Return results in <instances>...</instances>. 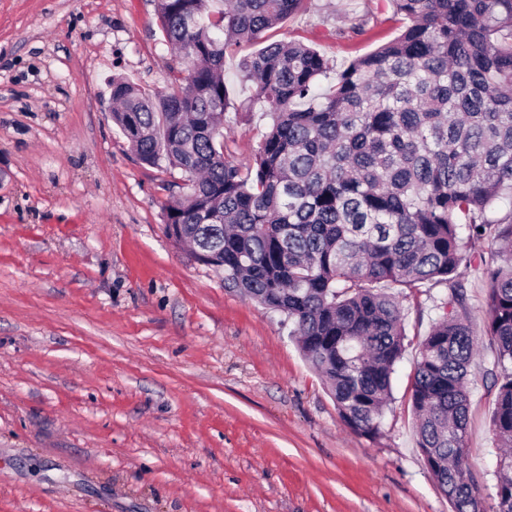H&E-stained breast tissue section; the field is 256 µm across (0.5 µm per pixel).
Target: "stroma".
<instances>
[{
	"label": "stroma",
	"mask_w": 512,
	"mask_h": 512,
	"mask_svg": "<svg viewBox=\"0 0 512 512\" xmlns=\"http://www.w3.org/2000/svg\"><path fill=\"white\" fill-rule=\"evenodd\" d=\"M389 0H309L274 37L336 63L396 37ZM186 64L154 0H0V512H451L411 383L442 287L407 290L381 433L340 416L280 314L165 232L181 170L142 164L109 77L164 93ZM270 125L228 112L249 166ZM469 375V463L495 492L496 389Z\"/></svg>",
	"instance_id": "stroma-1"
}]
</instances>
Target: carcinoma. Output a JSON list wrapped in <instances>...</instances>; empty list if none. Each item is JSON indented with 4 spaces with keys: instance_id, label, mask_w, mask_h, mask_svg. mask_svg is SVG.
<instances>
[{
    "instance_id": "cac0c4a2",
    "label": "carcinoma",
    "mask_w": 512,
    "mask_h": 512,
    "mask_svg": "<svg viewBox=\"0 0 512 512\" xmlns=\"http://www.w3.org/2000/svg\"><path fill=\"white\" fill-rule=\"evenodd\" d=\"M305 0H156L186 76L149 94L110 79L112 119L140 161L185 174L165 206L174 241L210 259L224 287L278 312L347 425L382 431L404 314L391 288L442 284L420 345L412 407L418 447L452 512H479L466 433L469 368L491 353V418L512 448V0H390L401 33L334 70L317 49L272 40ZM252 96L231 97L226 55ZM335 72L329 93L321 77ZM260 106L271 125L247 175L224 152V114ZM489 243L474 264L470 244ZM486 290L484 339L467 275ZM489 512H512V453ZM260 46H242L240 48H237L233 52L227 55L224 65V77L225 79L231 83L236 90V93L238 94L240 99L245 98L249 95V88L251 86L250 82L241 81V72L239 63L241 59H243L244 56L248 55L252 51L260 48Z\"/></svg>"
}]
</instances>
